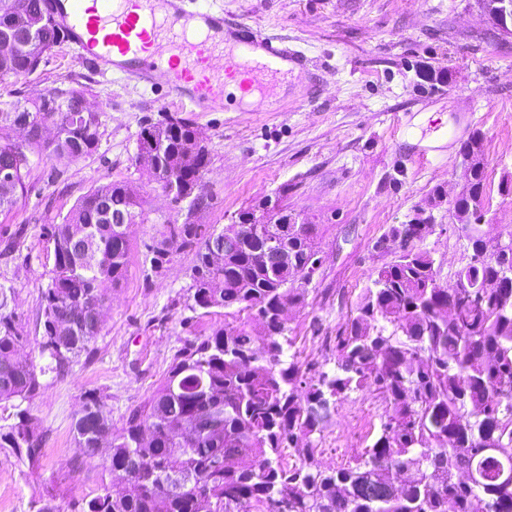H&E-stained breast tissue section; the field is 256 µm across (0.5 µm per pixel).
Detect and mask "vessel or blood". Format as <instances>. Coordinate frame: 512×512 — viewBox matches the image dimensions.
Returning <instances> with one entry per match:
<instances>
[{
    "instance_id": "obj_1",
    "label": "vessel or blood",
    "mask_w": 512,
    "mask_h": 512,
    "mask_svg": "<svg viewBox=\"0 0 512 512\" xmlns=\"http://www.w3.org/2000/svg\"><path fill=\"white\" fill-rule=\"evenodd\" d=\"M57 16L100 75L161 77L168 94L195 112L223 110L227 80L246 94L304 62L301 52L245 24L223 48V11L192 0H58ZM173 18L183 25L172 39Z\"/></svg>"
}]
</instances>
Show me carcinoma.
<instances>
[{
  "label": "carcinoma",
  "mask_w": 512,
  "mask_h": 512,
  "mask_svg": "<svg viewBox=\"0 0 512 512\" xmlns=\"http://www.w3.org/2000/svg\"><path fill=\"white\" fill-rule=\"evenodd\" d=\"M65 38L45 0H0V78L32 73ZM42 100H0V167L15 169L0 185V214L27 193L33 165L65 157L80 161L97 150L98 112L78 113L84 90H58ZM52 125L64 133L49 145L35 135L24 147L14 141L22 120ZM176 130L166 150L170 168L185 167L181 191L189 209L205 205L194 193L210 163L205 145L194 158L185 142L199 138L191 123L170 116L152 125ZM485 168H476L456 199L458 232L471 250L456 278L473 295L444 288L430 252L419 242L375 271L355 308L336 332L335 369L283 360L287 330L278 312L305 304L319 269L315 225L288 213L282 225L288 264L265 261L264 240L253 234L232 239L222 263L207 259L206 235L198 224H175L154 246V268L171 251L193 255L192 311L247 313L204 338L185 339L164 382L132 409L118 433L103 396L83 398L74 422V443L95 455L99 437L111 438L108 465L121 493L109 485L83 501L81 512H512V243L485 237L470 223L471 196L484 191ZM138 219L137 194L127 182L97 185L60 224L44 227L54 237L50 282L42 293V367L20 357L27 342L16 316L0 295V402L26 400L41 387L39 376L60 375L89 352L101 332L94 314L106 287L126 279L131 245L114 229L99 202ZM97 254L88 266L70 247L72 238ZM353 391H367L386 405L371 445L345 467L324 468L316 459L331 407ZM34 459L40 450L27 410L0 426V450ZM299 463L289 467L281 449ZM138 469L136 480L127 478Z\"/></svg>",
  "instance_id": "carcinoma-1"
}]
</instances>
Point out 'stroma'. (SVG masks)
Returning <instances> with one entry per match:
<instances>
[{
	"instance_id": "35a3bbf8",
	"label": "stroma",
	"mask_w": 512,
	"mask_h": 512,
	"mask_svg": "<svg viewBox=\"0 0 512 512\" xmlns=\"http://www.w3.org/2000/svg\"><path fill=\"white\" fill-rule=\"evenodd\" d=\"M226 25L245 23L287 40L308 59L276 87L247 102L227 94L220 112H193L173 102L163 82L132 75H98L75 45L62 43L33 74L0 80V100L35 99L54 88L82 86L102 108L96 153L79 162L42 161L29 190L0 229L16 233L0 255V288L28 341L22 351L43 365L37 325L49 282L53 246L42 233L61 223L96 185L131 183L143 201V222L131 225L127 277L104 309L90 355L60 376H44L24 401L37 421L41 451L32 460L0 451V512H37L51 501L74 512L110 475L106 451L89 457L76 448L73 422L86 393H103L113 429L164 381L185 339L210 335L224 311L188 310L191 253L171 255L161 269L152 246L171 226L190 222L222 228L265 201L316 225L322 264L307 303L288 314L286 355L324 368L334 365L333 339L370 275L394 260L375 244L390 227L425 209L434 226L422 242L438 278L453 287L468 260L466 243L448 221L449 200L465 185L461 151L474 132L484 135L486 236L512 239V196L499 192L512 176V38H493L476 0H220ZM449 74L421 79L422 68ZM198 130L210 164L197 189L207 204L192 211L167 197L135 162L148 125L168 116ZM385 412L373 395L355 392L339 402L318 441L326 468L347 465L372 442Z\"/></svg>"
}]
</instances>
